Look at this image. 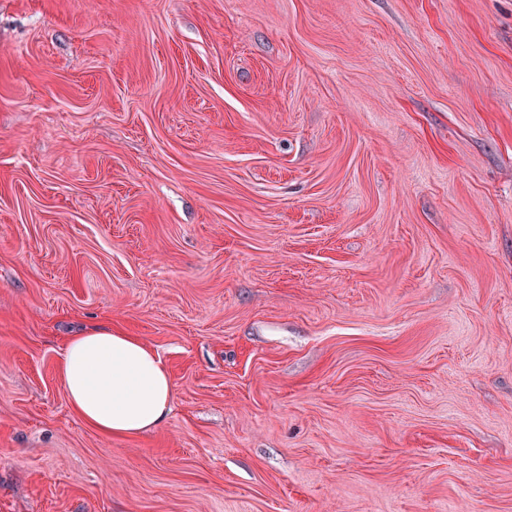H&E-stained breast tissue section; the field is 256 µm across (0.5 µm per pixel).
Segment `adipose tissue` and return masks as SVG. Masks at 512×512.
I'll return each mask as SVG.
<instances>
[{
    "label": "adipose tissue",
    "mask_w": 512,
    "mask_h": 512,
    "mask_svg": "<svg viewBox=\"0 0 512 512\" xmlns=\"http://www.w3.org/2000/svg\"><path fill=\"white\" fill-rule=\"evenodd\" d=\"M58 369L74 412L103 434L137 437L170 413L174 387L159 354L112 327L69 337Z\"/></svg>",
    "instance_id": "1"
}]
</instances>
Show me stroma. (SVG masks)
I'll return each instance as SVG.
<instances>
[{"label": "stroma", "instance_id": "obj_1", "mask_svg": "<svg viewBox=\"0 0 512 512\" xmlns=\"http://www.w3.org/2000/svg\"><path fill=\"white\" fill-rule=\"evenodd\" d=\"M0 512H512V0H0ZM58 369L74 412L103 434L137 437L170 413L174 387L159 354L110 326L69 337Z\"/></svg>", "mask_w": 512, "mask_h": 512}]
</instances>
